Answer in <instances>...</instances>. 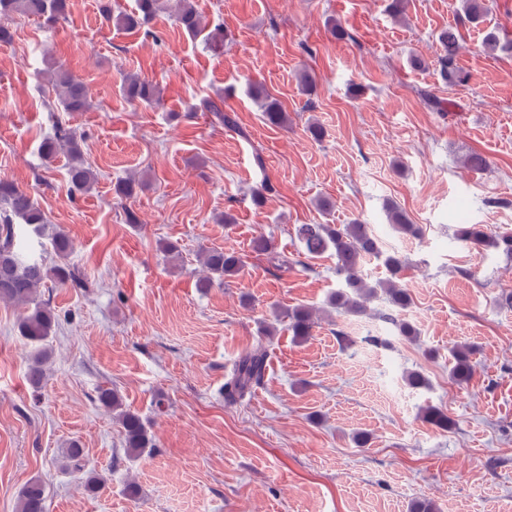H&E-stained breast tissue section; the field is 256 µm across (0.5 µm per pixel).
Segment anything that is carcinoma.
Segmentation results:
<instances>
[{"label": "carcinoma", "mask_w": 512, "mask_h": 512, "mask_svg": "<svg viewBox=\"0 0 512 512\" xmlns=\"http://www.w3.org/2000/svg\"><path fill=\"white\" fill-rule=\"evenodd\" d=\"M172 13L179 26L190 36L197 37L208 31L206 41L211 48H224V27L220 24L208 29L194 6V0H173ZM466 18L479 24L487 11L485 0H463ZM166 9L165 0H136L131 11H116L112 0H99V12L108 22L118 28L137 29L149 23L159 12ZM69 12V0H0V16L18 14L42 18L49 25L64 20ZM461 49L458 32L452 28L440 35L438 63L444 83L450 86L464 84L468 76L456 63ZM484 50L490 54L497 51H512V42L501 41L496 32H489L484 38ZM56 96V111L70 115L84 112L90 106L87 84L63 67L56 68L50 80ZM124 98L138 106L152 107L160 102V90L153 81L135 75L125 76L120 85ZM251 97L263 112L266 122L274 127L288 125V113L279 99L265 88L254 86ZM201 111L210 112L214 118L227 127L235 126V120L224 112L220 101L211 98L202 100ZM40 152L46 162L63 154L67 158V175L70 188L75 193H85L96 181V174L84 156L80 141L66 126L63 117H56L54 135L43 139ZM143 189V181L134 178L119 180L113 185V194L120 200H128ZM276 188L269 180L262 181L252 191V202L257 208L265 206ZM388 223L401 235L417 236L420 229L411 223L407 213L394 202L385 206ZM22 224L28 233L41 238L49 229V218L39 205L34 194L19 187L8 179H0V302L15 307L18 311L17 328L31 346L27 376L29 383L38 388L51 359L49 341L59 327L60 315L50 301L41 298V289L48 283L68 285L72 288H88L90 282L82 270L68 262L73 249L72 240L62 230L51 234L52 247L59 263L48 266L41 255L30 247L24 249L16 232V224ZM296 236L303 245L307 259H318L330 251L336 257V274L344 278L345 289L335 292L329 298L332 310L352 316L368 314L367 303L382 292L388 296V303L400 312L412 304L410 293L399 287L396 280L404 263L396 255H386L380 241L369 225L357 220L351 224H301ZM453 238L480 252L494 249L512 255V229L493 227L489 224H460L454 230ZM252 251L266 255L280 269L288 264L276 251L273 239L264 235L255 237ZM366 257L383 260L390 278L369 283L361 275V262ZM201 277L199 287L212 288L224 284V279L238 275L244 267L242 256L234 250L223 247H206L199 254ZM288 332L296 341H304L312 335L317 322V311L308 307H297L287 314ZM473 349L457 346L451 350L449 378L463 386L470 381L474 364ZM267 352L262 343H257L240 358L231 376L224 384V395L230 400L243 397L259 386L264 378ZM98 402L112 411L122 428L126 456L138 459L153 452L155 444L142 418L125 408L117 391L100 389ZM423 418L441 431L454 426V421L441 408L429 406L423 411ZM18 512H46V487L40 478L28 480L19 492Z\"/></svg>", "instance_id": "1"}]
</instances>
